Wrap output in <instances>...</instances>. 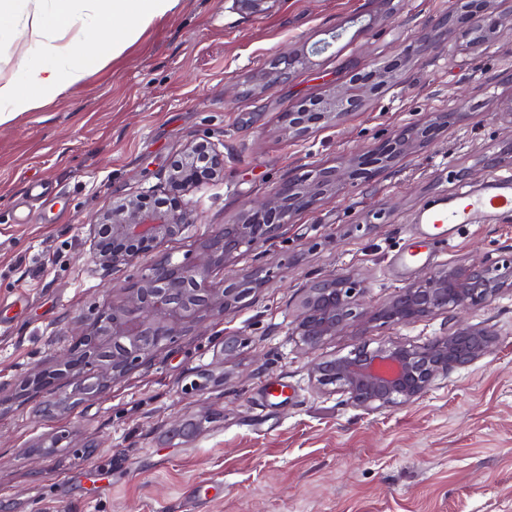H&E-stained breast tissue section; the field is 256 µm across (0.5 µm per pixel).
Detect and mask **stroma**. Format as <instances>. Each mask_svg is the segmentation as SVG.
I'll return each instance as SVG.
<instances>
[{"instance_id": "1", "label": "stroma", "mask_w": 512, "mask_h": 512, "mask_svg": "<svg viewBox=\"0 0 512 512\" xmlns=\"http://www.w3.org/2000/svg\"><path fill=\"white\" fill-rule=\"evenodd\" d=\"M454 0H279L245 16L230 0H180L72 91L0 126V504L9 512H512V291L466 311L502 332L497 351L449 373L412 403L379 411L313 383V356L366 344L421 345L445 315L403 328H345L309 354L291 334L307 286L350 274L374 314L399 288L448 265L512 259V222L470 224L424 266L394 254L415 243L426 201L496 170L512 142V34L486 49L453 34L409 62L397 83L338 125L295 140L279 117L307 97L396 59ZM330 47L288 81L283 52ZM438 138L369 182L297 216L236 268L266 283L235 309L157 348L140 366L67 409L21 387L54 370L74 321H92L155 256H194L288 179L337 165L401 126L442 112ZM224 145V179L191 191L196 228L113 271L92 260L89 226L113 199L160 186L187 143ZM239 347L224 354V338ZM193 421V435L181 423ZM59 445H52L53 437Z\"/></svg>"}]
</instances>
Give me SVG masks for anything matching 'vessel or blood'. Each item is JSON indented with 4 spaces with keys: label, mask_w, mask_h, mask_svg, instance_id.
I'll return each mask as SVG.
<instances>
[{
    "label": "vessel or blood",
    "mask_w": 512,
    "mask_h": 512,
    "mask_svg": "<svg viewBox=\"0 0 512 512\" xmlns=\"http://www.w3.org/2000/svg\"><path fill=\"white\" fill-rule=\"evenodd\" d=\"M512 217V173L492 176L477 185H462L454 192L424 204L413 216L423 240L443 241L464 224L501 221Z\"/></svg>",
    "instance_id": "1"
}]
</instances>
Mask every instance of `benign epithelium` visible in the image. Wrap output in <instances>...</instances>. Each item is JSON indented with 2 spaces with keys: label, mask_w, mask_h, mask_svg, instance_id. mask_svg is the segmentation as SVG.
Wrapping results in <instances>:
<instances>
[{
  "label": "benign epithelium",
  "mask_w": 512,
  "mask_h": 512,
  "mask_svg": "<svg viewBox=\"0 0 512 512\" xmlns=\"http://www.w3.org/2000/svg\"><path fill=\"white\" fill-rule=\"evenodd\" d=\"M280 0H232V8L246 16L270 11ZM449 29L463 47L478 49L512 32V16L492 6V0H456L454 10L438 18L432 32ZM432 41L431 32L409 44L399 58L381 62L366 72L332 87L323 95L303 100L280 118L278 133L299 138L313 129L339 122L396 80L407 60ZM324 42L311 52L292 51L273 63L268 80L288 79L311 64L310 55L326 51ZM454 119L441 114L422 124L398 129L380 145L342 158L340 167H324L306 177L290 179L230 224L218 225L200 242L191 259L176 261L170 255L144 268L118 302L107 303L98 316L80 328L74 342L58 356L59 369H35L24 387L52 390L57 376L79 379L75 394H60L59 406L73 398L94 396L147 358L162 343L171 341L211 317H222L242 298L263 284L255 273H240L236 258L277 238L296 216L319 201L340 195L346 182L370 181L396 159L413 154L433 142ZM224 178V151L203 139L188 143L164 171L163 184L121 196L99 213L89 227L96 265L115 270L153 252L169 239L184 237L195 228L187 193ZM225 275L216 279V271ZM505 289L512 290V261L488 258L465 266H446L398 289L371 317L388 327L411 326L422 319L446 315L443 332L422 345L391 342L371 349L358 347L345 356L315 360L310 376L322 391L336 389L349 395L358 408L376 411L407 404L456 368L493 353L500 330L490 321L472 324L458 312L490 305ZM364 289L350 275L317 279L306 289L291 335L309 351L364 317Z\"/></svg>",
  "instance_id": "benign-epithelium-1"
}]
</instances>
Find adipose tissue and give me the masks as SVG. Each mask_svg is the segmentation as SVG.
<instances>
[{
  "label": "adipose tissue",
  "instance_id": "ef3b65f1",
  "mask_svg": "<svg viewBox=\"0 0 512 512\" xmlns=\"http://www.w3.org/2000/svg\"><path fill=\"white\" fill-rule=\"evenodd\" d=\"M79 13L76 0H50L29 12V0H0V41L24 31L30 56L12 75L0 74V125L80 83L108 58L119 56L179 0H91Z\"/></svg>",
  "mask_w": 512,
  "mask_h": 512
}]
</instances>
